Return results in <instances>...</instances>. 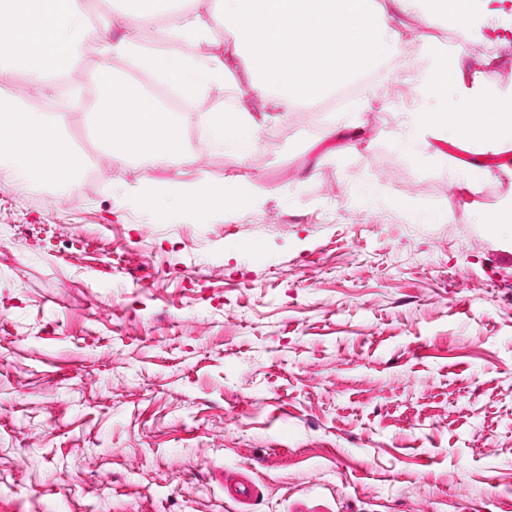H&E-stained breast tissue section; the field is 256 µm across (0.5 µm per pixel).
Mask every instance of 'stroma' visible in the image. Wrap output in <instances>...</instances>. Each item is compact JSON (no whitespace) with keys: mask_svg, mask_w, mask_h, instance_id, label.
Listing matches in <instances>:
<instances>
[{"mask_svg":"<svg viewBox=\"0 0 512 512\" xmlns=\"http://www.w3.org/2000/svg\"><path fill=\"white\" fill-rule=\"evenodd\" d=\"M477 15L497 40L396 16L404 67L247 155L0 167V512H512V156L406 146L426 47L512 92V0ZM144 179L242 201L150 213Z\"/></svg>","mask_w":512,"mask_h":512,"instance_id":"35a3bbf8","label":"stroma"}]
</instances>
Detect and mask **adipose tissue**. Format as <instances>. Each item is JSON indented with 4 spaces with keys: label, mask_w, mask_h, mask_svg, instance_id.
I'll use <instances>...</instances> for the list:
<instances>
[{
    "label": "adipose tissue",
    "mask_w": 512,
    "mask_h": 512,
    "mask_svg": "<svg viewBox=\"0 0 512 512\" xmlns=\"http://www.w3.org/2000/svg\"><path fill=\"white\" fill-rule=\"evenodd\" d=\"M219 25H212L189 0H116L110 16L116 39L98 26L82 23V0H0V52L6 53L33 87L45 79L73 72L80 51L98 56V83L103 90L90 124L98 145L123 165L136 158L167 164L185 157L182 123L133 79H117L110 67L123 59L157 84L199 103L198 124L213 149L232 147L250 153L266 121L304 103L335 94L337 88L391 54L396 31L377 0H219ZM405 13L427 22H442L462 32L474 27L476 0H392ZM164 21L163 35L187 44L211 41L215 27L230 32L231 48L222 55L173 54L146 48L144 34ZM244 77L265 107L254 111L240 101L223 110L206 106V89L215 82ZM416 89L423 101L439 109L414 112L408 146L427 159L428 136L448 131L463 144H492L512 151V94L488 97L468 74L461 55L426 70ZM9 159L22 182L73 181L83 158L62 132L60 119H46L20 107L15 91L0 86V160ZM142 209L163 212L178 205L199 212L232 211L241 202L235 181L214 187L143 186Z\"/></svg>",
    "instance_id": "ef3b65f1"
}]
</instances>
